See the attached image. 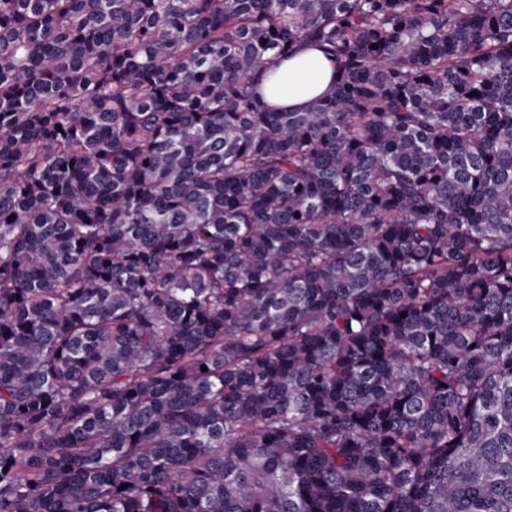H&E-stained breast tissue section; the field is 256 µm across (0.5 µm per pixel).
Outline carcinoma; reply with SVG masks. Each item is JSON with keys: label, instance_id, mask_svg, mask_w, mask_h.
<instances>
[{"label": "carcinoma", "instance_id": "obj_1", "mask_svg": "<svg viewBox=\"0 0 512 512\" xmlns=\"http://www.w3.org/2000/svg\"><path fill=\"white\" fill-rule=\"evenodd\" d=\"M0 512H512V0H0ZM334 80V67L318 48L301 46L298 52L272 68L258 86L261 100L269 105L305 108L327 91Z\"/></svg>", "mask_w": 512, "mask_h": 512}]
</instances>
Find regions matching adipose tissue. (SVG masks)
Instances as JSON below:
<instances>
[{"label":"adipose tissue","instance_id":"adipose-tissue-1","mask_svg":"<svg viewBox=\"0 0 512 512\" xmlns=\"http://www.w3.org/2000/svg\"><path fill=\"white\" fill-rule=\"evenodd\" d=\"M333 80L334 67L323 52L303 46L291 59L273 66L258 93L266 104L303 108L326 92Z\"/></svg>","mask_w":512,"mask_h":512}]
</instances>
